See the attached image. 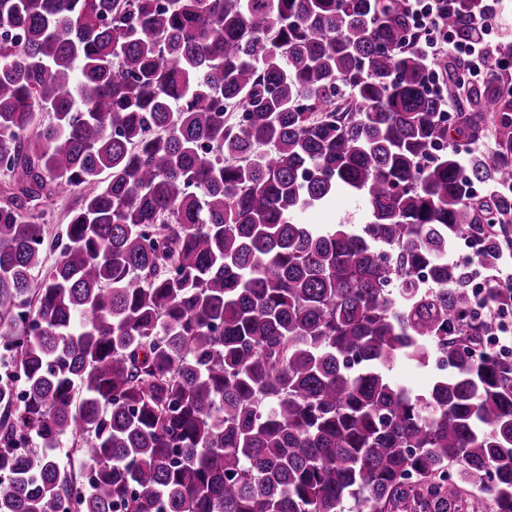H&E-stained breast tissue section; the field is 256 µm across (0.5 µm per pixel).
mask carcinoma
Listing matches in <instances>:
<instances>
[{"label": "carcinoma", "instance_id": "obj_1", "mask_svg": "<svg viewBox=\"0 0 512 512\" xmlns=\"http://www.w3.org/2000/svg\"><path fill=\"white\" fill-rule=\"evenodd\" d=\"M481 13L443 0L440 25L473 41ZM414 18L0 0V512H512V355L447 259L512 242V79L445 66L448 125ZM72 188L47 268L41 200ZM341 193L366 223L300 222ZM438 358L423 394L390 376Z\"/></svg>", "mask_w": 512, "mask_h": 512}]
</instances>
